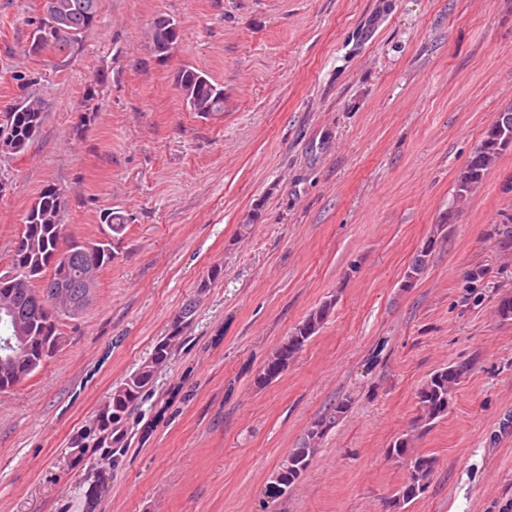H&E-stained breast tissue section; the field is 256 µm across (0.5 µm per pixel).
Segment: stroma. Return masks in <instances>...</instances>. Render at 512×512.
<instances>
[{"mask_svg": "<svg viewBox=\"0 0 512 512\" xmlns=\"http://www.w3.org/2000/svg\"><path fill=\"white\" fill-rule=\"evenodd\" d=\"M39 2L0 0V113L45 104L28 150L0 155V271L46 185L66 193L67 233L101 238L104 210L126 227L94 302L62 317V349L0 392V512H392L408 472L389 445L423 382L458 362L447 416L414 436L437 464L405 512H512V318L497 311L512 296V148L456 194L512 107V0H101L63 67L23 50ZM159 15L182 33L164 61L148 43ZM185 65L223 86V111H190ZM214 265L222 278L199 292ZM329 299L288 370L255 386ZM190 301L113 461L83 431ZM346 394L303 478L268 497L280 460ZM496 128L494 123L489 125L483 139L477 145L461 172L456 183V192L460 197L470 193L482 181L498 156L512 147L511 141L507 147L498 143L499 136ZM435 246L436 240L430 239L427 243H425L422 246L421 249H419L415 253L411 262L408 265L407 270L405 271L406 280L414 278V281H416L419 279V276L424 273V271L429 265L430 258L435 250ZM427 248L429 250L426 252ZM334 306V300H326L295 325L288 336L284 337L268 355L254 378V384L265 387L287 371L291 359L295 357L294 355H298L320 331Z\"/></svg>", "mask_w": 512, "mask_h": 512, "instance_id": "obj_1", "label": "stroma"}]
</instances>
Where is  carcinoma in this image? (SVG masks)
<instances>
[{"label": "carcinoma", "mask_w": 512, "mask_h": 512, "mask_svg": "<svg viewBox=\"0 0 512 512\" xmlns=\"http://www.w3.org/2000/svg\"><path fill=\"white\" fill-rule=\"evenodd\" d=\"M99 8L100 0H41L39 13L28 20V26L39 31L37 49L26 48L24 52L29 55L49 53L55 59V65L65 66L77 56L84 34L96 22ZM180 38L177 22L166 16L157 17L151 26L152 56L159 61L167 59ZM177 83L191 111L205 115L224 111V88L206 72L186 65L179 71ZM44 110L43 103L37 99L25 98L13 104L9 111L13 120L12 154L27 150L33 142L42 127ZM503 151L505 147L498 143L496 124L492 123L457 180V194L463 197L470 193ZM63 205L61 189L47 185L40 191L25 213L24 230L15 242L10 270L0 274V300L7 299L13 311L11 320L0 315V355L6 348V341L18 335L25 338L28 346L21 361L0 367V392L26 380L65 342L58 322L59 317L67 315L63 307L53 306L41 317L33 314L35 290L39 283L52 277L69 285L83 260L93 257L104 269L115 258L112 240L124 229L121 219L111 211L100 214V223L107 225L110 233L98 242H83L68 236L65 225L60 223L59 213ZM435 246L436 240L431 239L415 253L405 271V278L419 279L429 265ZM334 306V300H326L295 325L268 355L254 378V384L265 387L287 371L291 359L320 331ZM192 315L193 307L190 305L175 314L170 335L162 337L151 356L112 391L93 425L85 429L84 436L94 438L96 446L107 449L113 459L117 460L126 453L125 441L117 434L118 426L153 388L157 373L169 361L174 342L181 337ZM466 369L464 363L450 365L436 370L427 378L416 394L417 427L430 429L448 414L455 388ZM352 404V397L345 395L323 409L298 446L288 452V458L293 461L292 468L287 470L278 465L276 472L280 479L269 483V495L280 498L288 494V490L311 466L325 436L348 413ZM410 455L409 436L402 434L396 437L391 443L389 456L401 461ZM414 460L423 463V468L411 478V482L421 490L414 492L408 489V483H403L393 496L394 507L398 509L425 493L436 467V459L425 454L415 455Z\"/></svg>", "instance_id": "obj_1"}]
</instances>
